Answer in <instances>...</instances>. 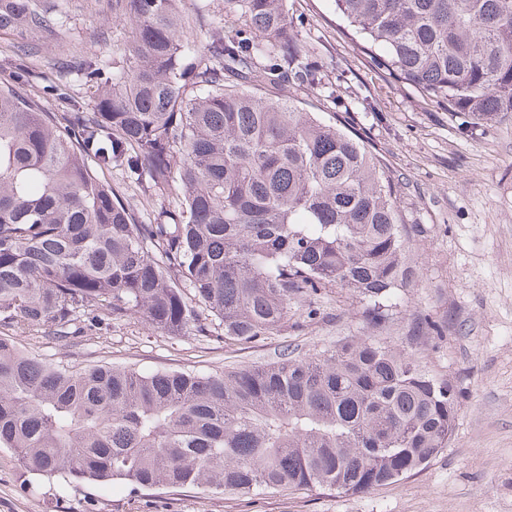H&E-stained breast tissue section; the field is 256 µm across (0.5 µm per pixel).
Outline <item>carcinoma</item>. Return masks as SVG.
I'll list each match as a JSON object with an SVG mask.
<instances>
[{"mask_svg": "<svg viewBox=\"0 0 512 512\" xmlns=\"http://www.w3.org/2000/svg\"><path fill=\"white\" fill-rule=\"evenodd\" d=\"M178 0H112L127 50L74 68L92 112L58 117L0 79V324L69 342L138 314L167 336L246 345L326 288L366 301L368 336L220 375L96 366L74 373L0 336V448L24 472L135 489L358 494L448 447L458 385L378 338L416 278L418 224L360 138L286 100L319 84L287 0H224L249 34L198 49ZM388 74L492 122L512 113V0H334ZM49 0H0V30L55 34ZM123 169L180 208L134 222L98 172ZM408 344L438 330L425 315Z\"/></svg>", "mask_w": 512, "mask_h": 512, "instance_id": "obj_1", "label": "carcinoma"}]
</instances>
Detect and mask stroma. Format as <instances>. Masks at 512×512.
Instances as JSON below:
<instances>
[{"mask_svg":"<svg viewBox=\"0 0 512 512\" xmlns=\"http://www.w3.org/2000/svg\"><path fill=\"white\" fill-rule=\"evenodd\" d=\"M62 31L54 37L0 33V78L14 75L13 48L37 50L42 74L26 84L47 111H90L93 85L71 76L62 95L52 65L93 55L108 60L125 49V26L108 0H63ZM197 19L196 41L211 30L237 37L240 20L224 15V0H179ZM299 44L322 75L320 87L283 85L282 98L324 121H341L390 169L400 185V208L410 224L426 227L414 252L418 276L398 299L385 341L404 345L405 320L423 312L447 322L443 339L422 337L415 350L438 375L461 389L456 427L447 448L421 470L375 490L344 495L328 490L274 494H200L197 489L134 491L121 483L30 480L11 451L0 449V512H512V117L473 124L377 67L337 19L332 0H288ZM118 191L135 223L153 221L176 194L142 193L120 170L100 172ZM320 314L303 321L292 310L282 335L247 345L210 336H166L139 315L81 333L62 347L33 329L0 327L25 355L76 369L94 364L146 372L227 368L273 361L284 348L308 357L343 336L365 335L364 303L350 291L326 289Z\"/></svg>","mask_w":512,"mask_h":512,"instance_id":"obj_1","label":"stroma"}]
</instances>
